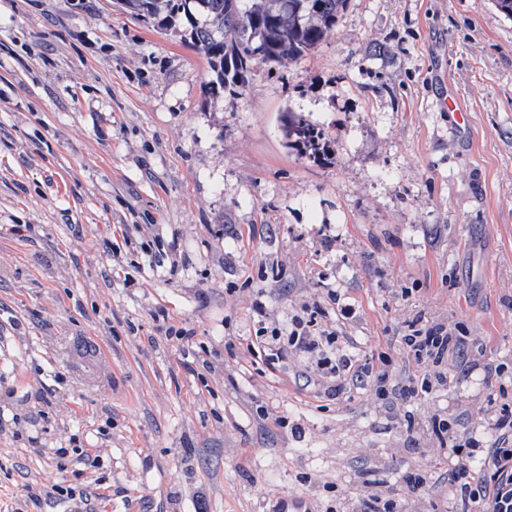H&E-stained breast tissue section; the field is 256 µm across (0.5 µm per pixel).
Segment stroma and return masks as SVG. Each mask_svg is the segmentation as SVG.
I'll use <instances>...</instances> for the list:
<instances>
[{
	"mask_svg": "<svg viewBox=\"0 0 512 512\" xmlns=\"http://www.w3.org/2000/svg\"><path fill=\"white\" fill-rule=\"evenodd\" d=\"M205 74L113 0H0V512H356L413 469L409 512H457L430 423L491 447L512 395V19L348 0L244 96ZM289 110L327 160L288 148ZM302 308L393 379L419 317L462 328L470 360L399 416L371 385L334 398L255 337Z\"/></svg>",
	"mask_w": 512,
	"mask_h": 512,
	"instance_id": "obj_1",
	"label": "stroma"
}]
</instances>
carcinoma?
I'll use <instances>...</instances> for the list:
<instances>
[{
  "instance_id": "obj_1",
  "label": "carcinoma",
  "mask_w": 512,
  "mask_h": 512,
  "mask_svg": "<svg viewBox=\"0 0 512 512\" xmlns=\"http://www.w3.org/2000/svg\"><path fill=\"white\" fill-rule=\"evenodd\" d=\"M348 0H118L132 17L177 28L207 64L212 94L243 95L258 69L270 70L315 51L336 28ZM288 146L315 161L331 140L301 113L285 116Z\"/></svg>"
}]
</instances>
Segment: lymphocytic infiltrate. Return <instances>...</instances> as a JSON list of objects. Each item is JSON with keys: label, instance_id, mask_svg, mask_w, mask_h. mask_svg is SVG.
Masks as SVG:
<instances>
[{"label": "lymphocytic infiltrate", "instance_id": "obj_1", "mask_svg": "<svg viewBox=\"0 0 512 512\" xmlns=\"http://www.w3.org/2000/svg\"><path fill=\"white\" fill-rule=\"evenodd\" d=\"M313 319L292 316L287 327H259L257 336L267 338L271 350L283 354L300 352L314 359L319 382L327 390L340 394L351 387L375 381L390 411H398L409 402L417 387H444L448 376L444 370L448 358L463 354L465 342L447 326H423L402 336L408 356L422 367L421 385L412 380L390 381L385 364L359 360L341 346L336 331L313 333ZM496 443L482 458L453 446L448 451L450 491L453 497L470 501L483 512H512V405L502 404L491 423ZM427 484L422 470L407 472L398 489L387 495L367 493L361 498L362 512H404L409 500L420 496Z\"/></svg>", "mask_w": 512, "mask_h": 512}]
</instances>
